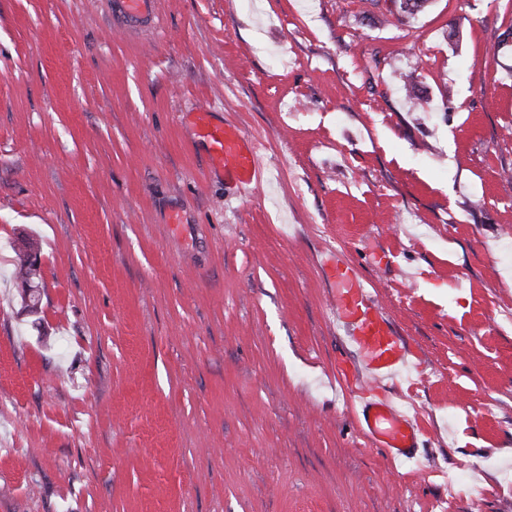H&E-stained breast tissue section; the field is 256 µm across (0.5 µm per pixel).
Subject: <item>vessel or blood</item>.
<instances>
[{
	"label": "vessel or blood",
	"mask_w": 512,
	"mask_h": 512,
	"mask_svg": "<svg viewBox=\"0 0 512 512\" xmlns=\"http://www.w3.org/2000/svg\"><path fill=\"white\" fill-rule=\"evenodd\" d=\"M195 125L210 147L213 166L258 194L264 167L253 144L238 129L212 124L204 110L197 112ZM320 266L336 327L353 353L341 380L362 413V429L374 446L398 458L416 459L421 429L401 392L405 372L415 365L414 355L386 304L343 251L323 247Z\"/></svg>",
	"instance_id": "obj_1"
}]
</instances>
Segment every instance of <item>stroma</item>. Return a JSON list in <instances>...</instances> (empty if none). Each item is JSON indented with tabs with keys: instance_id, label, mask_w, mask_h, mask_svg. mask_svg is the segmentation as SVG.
Returning <instances> with one entry per match:
<instances>
[{
	"instance_id": "35a3bbf8",
	"label": "stroma",
	"mask_w": 512,
	"mask_h": 512,
	"mask_svg": "<svg viewBox=\"0 0 512 512\" xmlns=\"http://www.w3.org/2000/svg\"><path fill=\"white\" fill-rule=\"evenodd\" d=\"M153 23L0 0V512H512V0H157ZM202 109L258 144L256 197ZM328 244L425 366L420 462L337 380ZM25 243L23 248L14 249L15 264L14 276L23 285L22 295L26 306L33 310L38 309L40 301L39 281L37 275L40 266L39 245L33 239L23 237Z\"/></svg>"
}]
</instances>
